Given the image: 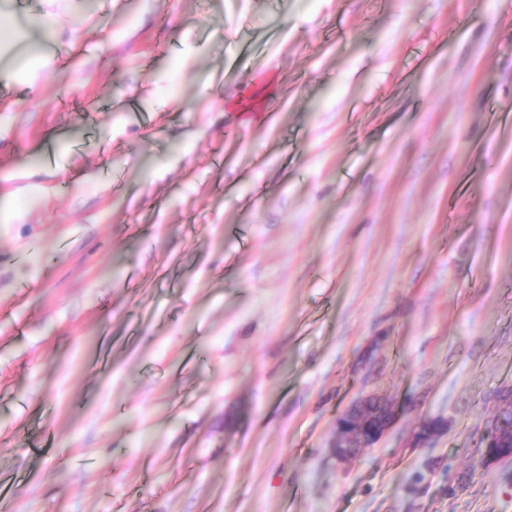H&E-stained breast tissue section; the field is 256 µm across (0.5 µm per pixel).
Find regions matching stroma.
Returning a JSON list of instances; mask_svg holds the SVG:
<instances>
[{"mask_svg":"<svg viewBox=\"0 0 512 512\" xmlns=\"http://www.w3.org/2000/svg\"><path fill=\"white\" fill-rule=\"evenodd\" d=\"M49 13L0 76L7 512H512V0L4 15ZM351 422L347 428L337 426L336 456L350 457L362 448H372L395 422L393 406L377 397H366L342 414Z\"/></svg>","mask_w":512,"mask_h":512,"instance_id":"obj_1","label":"stroma"}]
</instances>
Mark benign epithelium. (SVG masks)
Returning <instances> with one entry per match:
<instances>
[{"label":"benign epithelium","mask_w":512,"mask_h":512,"mask_svg":"<svg viewBox=\"0 0 512 512\" xmlns=\"http://www.w3.org/2000/svg\"><path fill=\"white\" fill-rule=\"evenodd\" d=\"M351 427H337L336 456L350 457L372 448L395 422L393 406L377 397H366L342 414Z\"/></svg>","instance_id":"1"}]
</instances>
